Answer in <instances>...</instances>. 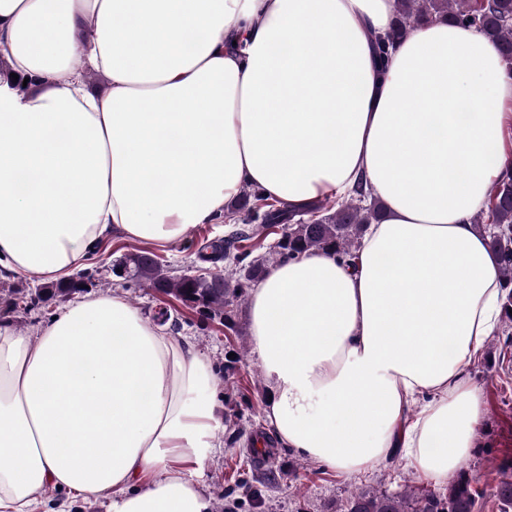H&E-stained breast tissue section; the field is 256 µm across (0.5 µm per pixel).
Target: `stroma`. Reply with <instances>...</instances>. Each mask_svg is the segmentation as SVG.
<instances>
[{"label": "stroma", "instance_id": "obj_1", "mask_svg": "<svg viewBox=\"0 0 512 512\" xmlns=\"http://www.w3.org/2000/svg\"><path fill=\"white\" fill-rule=\"evenodd\" d=\"M220 229V224H212L205 236L190 230L184 240L157 246L156 251L174 275L222 270V263L200 257L207 239L219 237ZM172 318L176 334L192 341L216 374L215 397L224 418L218 433L222 448L207 461L199 481L210 502L223 504L225 512H345L347 500L360 490L394 495L418 488L444 491V484L423 478L397 455L365 473L347 476L273 439L262 419L269 396L265 374L255 351L248 348L247 301L239 302L230 328L207 323L186 307ZM468 379L481 390L487 409L479 444L465 465L478 490L475 512H500L492 491L498 466L512 462V326H499L487 340ZM260 435L270 437L273 454L264 468L251 457ZM241 477L257 489V496L238 486Z\"/></svg>", "mask_w": 512, "mask_h": 512}]
</instances>
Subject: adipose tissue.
I'll return each mask as SVG.
<instances>
[{"mask_svg":"<svg viewBox=\"0 0 512 512\" xmlns=\"http://www.w3.org/2000/svg\"><path fill=\"white\" fill-rule=\"evenodd\" d=\"M395 9L0 0V267L57 282L112 234L165 245L215 223L246 184L297 207L365 181L386 218L352 263L282 262L251 290L263 414L342 474L399 454L438 484L485 422L467 371L503 291L471 219L512 161V68L444 20L379 59ZM214 385L186 338L117 294L75 299L34 338L0 323V512H39L49 488L110 512H211L185 467L220 446Z\"/></svg>","mask_w":512,"mask_h":512,"instance_id":"ef3b65f1","label":"adipose tissue"}]
</instances>
